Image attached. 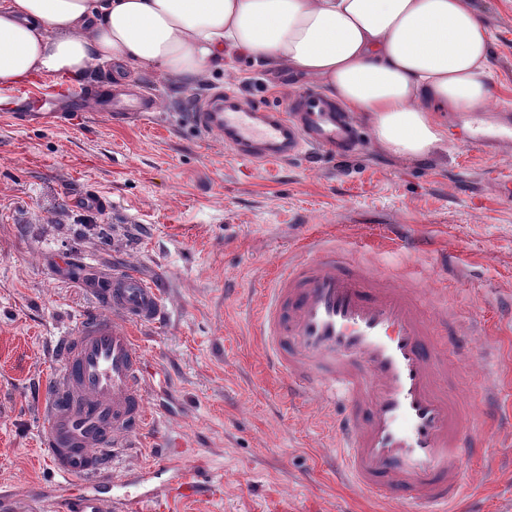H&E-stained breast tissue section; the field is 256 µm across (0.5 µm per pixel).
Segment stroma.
<instances>
[{"label": "stroma", "instance_id": "stroma-1", "mask_svg": "<svg viewBox=\"0 0 512 512\" xmlns=\"http://www.w3.org/2000/svg\"><path fill=\"white\" fill-rule=\"evenodd\" d=\"M493 38L499 112H443L444 146L393 156L365 121L363 146L250 164L189 119L194 97L221 88L271 107L318 81L225 61L194 87L132 74L129 91L157 98L151 121L108 112L38 113L17 123L0 103V490L14 512H47L31 490L58 476L41 448L40 403L60 375L52 354L92 309L81 280L56 260H88L159 283L166 318L136 330L150 367L149 429L119 474L153 460L155 439L177 440L185 464H208L201 495L163 512H401L348 487L332 466L333 416L289 402L264 364L255 304L281 263L335 244L391 281L410 282L435 339L465 334L454 383L488 457L468 462L473 497L457 512H512V427L481 414L482 389L512 415V0H473ZM100 208L84 207L88 196Z\"/></svg>", "mask_w": 512, "mask_h": 512}]
</instances>
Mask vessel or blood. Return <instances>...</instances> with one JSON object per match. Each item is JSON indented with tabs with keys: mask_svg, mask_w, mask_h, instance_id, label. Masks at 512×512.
Instances as JSON below:
<instances>
[{
	"mask_svg": "<svg viewBox=\"0 0 512 512\" xmlns=\"http://www.w3.org/2000/svg\"><path fill=\"white\" fill-rule=\"evenodd\" d=\"M99 109L116 119L134 112L147 120L154 106L116 92ZM190 118L250 163L312 149L343 156L355 145L353 127L335 102L312 91L281 110L219 90L196 102ZM91 283L99 310L85 316L75 334L59 337L61 380L44 405V451L64 482L37 496L53 512H156L163 498L199 495L203 467L188 468L165 444L141 480L107 470L148 419L150 370L132 328L163 320L161 294L130 271ZM256 321L284 394L343 407L336 446L357 487L405 503L410 512H452L468 489L465 460L484 455L486 445L470 431L465 411L435 384L436 365L447 352L434 342L433 325L410 286L323 244L315 258L282 265L256 307ZM78 477L86 487L71 491L69 482Z\"/></svg>",
	"mask_w": 512,
	"mask_h": 512,
	"instance_id": "b4317fda",
	"label": "vessel or blood"
}]
</instances>
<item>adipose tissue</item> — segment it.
Returning a JSON list of instances; mask_svg holds the SVG:
<instances>
[{"label":"adipose tissue","mask_w":512,"mask_h":512,"mask_svg":"<svg viewBox=\"0 0 512 512\" xmlns=\"http://www.w3.org/2000/svg\"><path fill=\"white\" fill-rule=\"evenodd\" d=\"M492 42L472 0H0V92L113 65L194 85L248 55L317 79L386 152L425 157L441 112H493Z\"/></svg>","instance_id":"ef3b65f1"}]
</instances>
